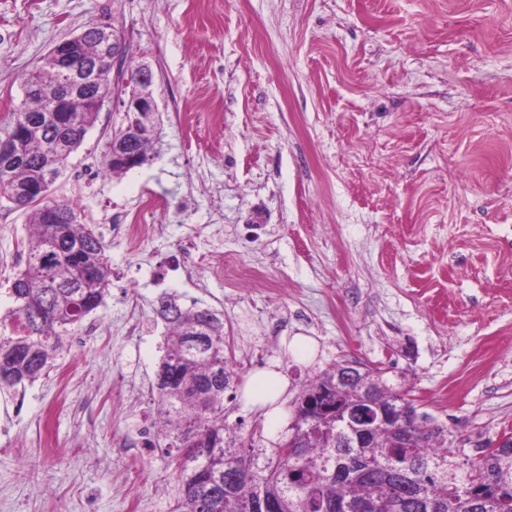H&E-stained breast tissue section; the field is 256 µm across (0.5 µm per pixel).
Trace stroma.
<instances>
[{
  "label": "stroma",
  "instance_id": "obj_1",
  "mask_svg": "<svg viewBox=\"0 0 512 512\" xmlns=\"http://www.w3.org/2000/svg\"><path fill=\"white\" fill-rule=\"evenodd\" d=\"M105 21L153 69L160 153L103 174L127 124L107 106L50 188L112 277L49 376L0 393V512H172L171 460L139 438L164 292L223 313L242 379L281 359L289 399L359 360L458 464L512 433V0H0V126ZM148 199L157 234L129 245L114 227ZM28 227L0 203L4 308ZM189 237L228 273L187 277Z\"/></svg>",
  "mask_w": 512,
  "mask_h": 512
}]
</instances>
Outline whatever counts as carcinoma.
<instances>
[{
    "instance_id": "cac0c4a2",
    "label": "carcinoma",
    "mask_w": 512,
    "mask_h": 512,
    "mask_svg": "<svg viewBox=\"0 0 512 512\" xmlns=\"http://www.w3.org/2000/svg\"><path fill=\"white\" fill-rule=\"evenodd\" d=\"M60 81L46 61L23 87ZM80 107L62 113L69 124L64 135L50 113L33 112L21 159L0 169V186L39 184L54 168L53 156L69 159L98 117ZM52 204L70 216L67 223H45L44 208ZM28 215L25 262L9 288L12 305L0 311V389L6 390L49 375L67 336L104 303L112 276L107 244L68 203L47 196L30 205ZM155 311L168 336L156 373L162 426L150 445L174 456L181 512H254L261 500L277 502L280 512H323L330 503L336 512H512V447L487 448L459 467L442 430L428 427L426 418H401L414 399L376 365L338 384L344 364L336 363L300 391L325 392L333 410L362 397L379 405L388 420L368 430L360 447H345L348 430L338 441L312 431L309 421L299 423L306 436L295 457L279 442L270 449L245 444L224 418V395L240 378L224 356L223 314L195 302L186 306L167 292L156 298ZM424 440L429 447L421 446Z\"/></svg>"
}]
</instances>
